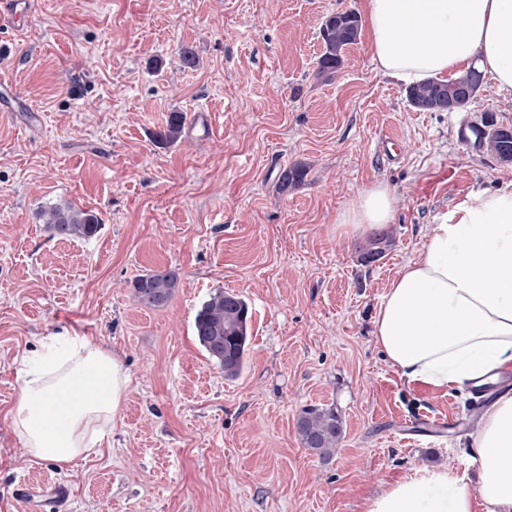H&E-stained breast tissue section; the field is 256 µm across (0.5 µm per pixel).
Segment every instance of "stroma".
<instances>
[{"mask_svg":"<svg viewBox=\"0 0 512 512\" xmlns=\"http://www.w3.org/2000/svg\"><path fill=\"white\" fill-rule=\"evenodd\" d=\"M363 3L33 0L0 29V78L29 106L0 115V512H30L27 485L53 481L71 497L39 512H362L424 467L465 471L484 404L402 379L374 321L429 225L512 180L453 135L487 113L512 128V99L487 77L460 111L418 110L375 70L365 29L318 78L322 21ZM202 108L211 134L156 143L172 113ZM293 164L307 177L284 196ZM378 182L397 199L392 245L365 266L368 236L336 224ZM65 204L98 232L54 237L40 212ZM164 268L179 274L171 301L139 305L132 280ZM217 288L252 311L233 379L194 332ZM65 329L104 341L129 384L96 453L60 467L28 454L10 412L25 355ZM309 405L343 420L333 456L300 441ZM307 176V170L301 165L294 164L282 169L277 177V190L286 195L288 192L300 186Z\"/></svg>","mask_w":512,"mask_h":512,"instance_id":"stroma-1","label":"stroma"}]
</instances>
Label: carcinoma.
Segmentation results:
<instances>
[{"instance_id":"1","label":"carcinoma","mask_w":512,"mask_h":512,"mask_svg":"<svg viewBox=\"0 0 512 512\" xmlns=\"http://www.w3.org/2000/svg\"><path fill=\"white\" fill-rule=\"evenodd\" d=\"M359 19L355 12H337L326 17L320 27L323 52L317 62V76L333 77L344 62V54L359 38ZM476 71L448 81H429L407 88L408 101L424 111L439 112V93L453 95L455 88L468 85ZM183 115L174 113L168 124L156 133L162 144L176 141L182 132ZM496 128L493 117L487 115L481 120L482 136L478 147L486 150L495 159L507 164V155L512 153V141L502 142L492 130ZM307 176V170L294 164L282 169L277 177V190L286 195L300 186ZM41 216L52 233L62 239L90 238L100 227L97 215L73 205L50 206L42 210ZM386 238H375L370 247L361 254L363 264H370L371 256L381 258L388 247ZM178 274L175 270H155L135 277L131 283L137 301L150 308H161L172 298L177 288ZM252 314L245 299L222 288L213 290L203 302L195 316V333L199 344L209 358L215 362L224 376H238L244 366ZM297 433L304 447L315 454L326 457L338 448L343 432L341 417L332 408L310 406L302 410L297 423Z\"/></svg>"}]
</instances>
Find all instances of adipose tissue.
<instances>
[{"mask_svg":"<svg viewBox=\"0 0 512 512\" xmlns=\"http://www.w3.org/2000/svg\"><path fill=\"white\" fill-rule=\"evenodd\" d=\"M372 59L409 85L492 77L512 96V0H364ZM396 197L366 188L336 226L351 237L390 224ZM384 358L411 383L443 391L512 372V181L470 194L430 225L418 257L390 282L375 320ZM128 385L118 358L77 333L30 359L11 411L30 455L64 467L94 452ZM477 490L449 466L424 468L366 499L363 512H512V394L483 412L472 435Z\"/></svg>","mask_w":512,"mask_h":512,"instance_id":"ef3b65f1","label":"adipose tissue"}]
</instances>
